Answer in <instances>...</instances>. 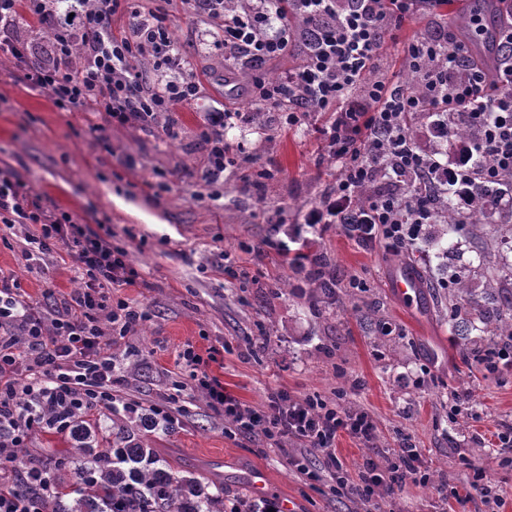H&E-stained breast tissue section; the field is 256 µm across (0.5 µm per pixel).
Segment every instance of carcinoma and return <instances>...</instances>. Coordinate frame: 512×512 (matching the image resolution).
<instances>
[{
  "instance_id": "carcinoma-1",
  "label": "carcinoma",
  "mask_w": 512,
  "mask_h": 512,
  "mask_svg": "<svg viewBox=\"0 0 512 512\" xmlns=\"http://www.w3.org/2000/svg\"><path fill=\"white\" fill-rule=\"evenodd\" d=\"M438 194V189H432ZM470 204L461 215L450 197L438 194V217L445 232L454 233L461 224H480L487 211L482 180L469 185ZM327 260L312 261L307 279L322 292L332 291L324 278ZM470 289L462 285L448 291V309L458 310L469 302ZM471 310L486 332L512 335V307L496 313L479 305ZM159 430L146 417L127 420L112 413L113 447L101 448L105 432L83 421L71 437L73 452L56 460L55 471L70 472V479L53 478L51 512H267L269 504L245 496L240 510L226 508L224 484L209 477L176 470L157 449L142 444L141 435Z\"/></svg>"
}]
</instances>
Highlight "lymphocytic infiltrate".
Masks as SVG:
<instances>
[{
    "label": "lymphocytic infiltrate",
    "mask_w": 512,
    "mask_h": 512,
    "mask_svg": "<svg viewBox=\"0 0 512 512\" xmlns=\"http://www.w3.org/2000/svg\"><path fill=\"white\" fill-rule=\"evenodd\" d=\"M448 0H194L201 20L219 24L224 59L252 72L251 97L270 123L292 126L307 112L334 116L323 135L342 173L330 191L306 215L309 230L340 224L362 240L384 241L397 252L413 245L423 225L434 223L428 184L469 183L473 175L498 180L512 174V25L503 26L497 46L507 64L489 74L467 45L447 25L419 34L405 47L414 89L373 79L385 38L394 36L415 15L438 12ZM78 20L61 23V10ZM127 14L132 26L114 33L112 18ZM51 27L41 55L16 32L20 18ZM303 45L301 64L266 78L263 64ZM0 51L7 53L23 80L67 112L102 115L110 125L161 128L170 139L179 131L174 112L191 105L201 82L179 57L162 19L133 7L132 0H0ZM154 56L169 78L146 79L140 59ZM417 112L436 116L444 134V117L466 118L473 136L455 173L435 154L423 151L407 130ZM250 123L247 113H209L200 136L207 146L206 175L214 185L227 167L250 162L247 151L230 155L224 129L231 121ZM392 178L397 190L374 191L378 178ZM413 177L420 196L409 202L402 187ZM0 223L25 230L23 255L33 259L62 251L85 280L60 304L39 309L28 303L18 284L0 279V512H47L52 496L46 470L21 468L18 451L44 429L72 435L82 414L92 409L148 415L172 428L185 408L178 394L198 392L221 414L228 435H245L281 448L294 441L322 458L312 468L306 457L291 458L295 472L309 483L330 475L334 490L363 502L370 512L412 481L430 483L420 454L410 442L389 456L368 459L357 479H350L336 456V437L347 433L366 448L376 447L378 427L360 408L317 395L293 396L271 391L264 409L243 404L209 367L219 351L199 353L186 346L179 365L188 382L174 381L159 401L119 402L113 391L115 360L105 350L113 333L127 335L150 318L147 307L113 301L114 286L135 285L140 277L128 250L111 235L93 231L66 211L48 207L8 166L0 167ZM34 483V493L16 494L15 476Z\"/></svg>",
    "instance_id": "lymphocytic-infiltrate-1"
}]
</instances>
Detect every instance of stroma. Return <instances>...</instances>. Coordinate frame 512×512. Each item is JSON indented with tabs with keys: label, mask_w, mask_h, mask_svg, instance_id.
I'll list each match as a JSON object with an SVG mask.
<instances>
[{
	"label": "stroma",
	"mask_w": 512,
	"mask_h": 512,
	"mask_svg": "<svg viewBox=\"0 0 512 512\" xmlns=\"http://www.w3.org/2000/svg\"><path fill=\"white\" fill-rule=\"evenodd\" d=\"M140 7L163 14L203 82L199 99L177 114L175 139L61 110L12 77L13 65L0 52V164L80 223L112 232L140 272L136 285L111 290L113 299L151 312L112 344L118 395L157 401L175 380L186 345L228 344L231 352L211 371L253 408H263L273 390L332 399L342 389L374 416L379 448L345 434L336 440L350 477L367 457L393 452L409 438L431 482L406 483L384 502V512H484L479 498L460 504L447 496L452 486L466 491L478 466L512 512V469L497 467L473 440L479 434L494 441L498 429L512 426V371H486L448 312V291L461 283L489 307L512 299V191L482 223L462 225L452 236L424 225L409 269L381 240H356L341 225L310 234L306 214L340 172L320 135L330 115L312 112L292 128L225 129V139L244 143L253 160L227 168L218 200H210L197 130L208 112L253 110L251 74L225 64L222 32L197 20L184 0H141ZM282 241L328 257L335 296L306 285L303 271L276 253ZM22 248L18 236L0 241V275L16 279L27 301L60 300L80 286L71 261L44 270L24 260ZM228 258L236 277L224 273ZM407 273L432 280L409 302L394 289ZM181 403L188 412L180 426L145 443L180 471L219 475L225 500L251 493L252 476L261 472L264 498L274 505L288 500L296 512H362L358 502L297 477L288 459L304 454L298 445L266 448L227 435L223 417L193 391H184ZM307 457L320 466L318 455Z\"/></svg>",
	"instance_id": "1"
}]
</instances>
